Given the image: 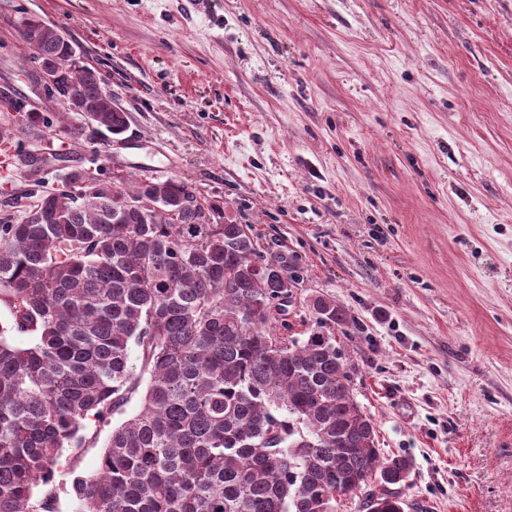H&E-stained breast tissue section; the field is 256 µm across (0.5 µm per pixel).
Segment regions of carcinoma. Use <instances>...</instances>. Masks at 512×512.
Returning a JSON list of instances; mask_svg holds the SVG:
<instances>
[{
  "label": "carcinoma",
  "instance_id": "obj_1",
  "mask_svg": "<svg viewBox=\"0 0 512 512\" xmlns=\"http://www.w3.org/2000/svg\"><path fill=\"white\" fill-rule=\"evenodd\" d=\"M27 59L79 83L97 129L124 134L127 114L102 96L98 73L72 69L74 54L49 30ZM60 123L73 142L82 123L28 111L23 126ZM154 206L113 221L117 200ZM221 220L211 224L205 214ZM191 182L89 176L73 167L40 190L17 221L0 220V512H55L63 449L86 441L83 421L108 420L138 391L130 343L151 379L141 410L112 429L98 471L68 467L80 512H336V492L369 493L368 512H405L388 490L408 486L412 459L381 455L336 337L346 311L312 303L308 336L276 334L278 284L256 267L242 224ZM28 333L27 347L8 331Z\"/></svg>",
  "mask_w": 512,
  "mask_h": 512
}]
</instances>
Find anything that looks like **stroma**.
Returning a JSON list of instances; mask_svg holds the SVG:
<instances>
[{
	"instance_id": "obj_1",
	"label": "stroma",
	"mask_w": 512,
	"mask_h": 512,
	"mask_svg": "<svg viewBox=\"0 0 512 512\" xmlns=\"http://www.w3.org/2000/svg\"><path fill=\"white\" fill-rule=\"evenodd\" d=\"M38 17L128 114L123 146L16 130L0 100V211L63 165L184 177L312 302L414 512H512V0H0V89L45 110L19 38ZM133 396L99 424L95 473Z\"/></svg>"
}]
</instances>
